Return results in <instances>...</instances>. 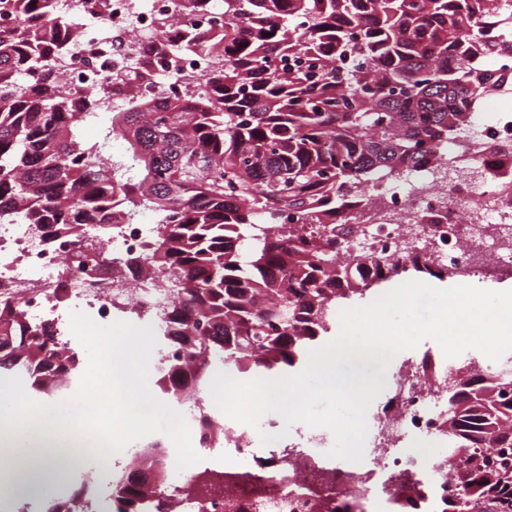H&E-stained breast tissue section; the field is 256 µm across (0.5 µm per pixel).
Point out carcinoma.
I'll return each instance as SVG.
<instances>
[{"label":"carcinoma","mask_w":512,"mask_h":512,"mask_svg":"<svg viewBox=\"0 0 512 512\" xmlns=\"http://www.w3.org/2000/svg\"><path fill=\"white\" fill-rule=\"evenodd\" d=\"M223 6L224 34L194 35L171 52L213 57L204 94L169 102L137 98L104 112L94 94L70 98L52 55L64 50L56 0H11L20 25L0 29V223L23 207L47 242L145 213L155 229L132 268L176 274L158 329L162 344L181 336L183 361L159 363V397L196 405L217 366L229 375L296 371L335 332L337 306L411 272L444 279L448 269L418 254L376 263L368 276L349 267L344 239L359 231L354 211L378 175L450 164L443 148L472 126V105L493 80L470 59L492 45L479 37L489 0H186ZM459 56L448 69V54ZM155 47L117 78L151 76ZM382 60L385 67L373 62ZM39 73L29 86L24 71ZM101 125L87 142L79 130ZM126 155H112V137ZM287 214L294 224L276 222ZM252 241L242 262L237 244ZM455 366L443 422L450 436L480 435L494 455L473 448L461 461L442 512H512V401L501 387L512 372L477 375ZM79 370L75 354L57 356L47 324L0 302V375L51 399L66 395ZM138 468L112 471L120 512H147L146 491L197 498L196 474L173 487L159 440L136 449ZM419 482L393 484L394 512H410Z\"/></svg>","instance_id":"obj_1"}]
</instances>
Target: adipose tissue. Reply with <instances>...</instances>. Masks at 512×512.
<instances>
[{"instance_id":"ef3b65f1","label":"adipose tissue","mask_w":512,"mask_h":512,"mask_svg":"<svg viewBox=\"0 0 512 512\" xmlns=\"http://www.w3.org/2000/svg\"><path fill=\"white\" fill-rule=\"evenodd\" d=\"M89 406L74 408L72 414L47 419L27 408L22 398H14L10 409L0 414V483L18 481L29 462H37L42 474L54 473L57 456L73 440L90 444L91 437L80 433L73 416L85 415Z\"/></svg>"}]
</instances>
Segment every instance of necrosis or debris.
Masks as SVG:
<instances>
[{
    "label": "necrosis or debris",
    "instance_id": "obj_1",
    "mask_svg": "<svg viewBox=\"0 0 512 512\" xmlns=\"http://www.w3.org/2000/svg\"><path fill=\"white\" fill-rule=\"evenodd\" d=\"M63 23L71 36L69 55L57 61L64 89L73 95L94 90L103 108L123 107L136 97L167 100L203 90L210 57L197 53L179 56L175 65L158 62L154 82L118 88L110 75L125 67L135 50L156 43L161 18H168L170 33L179 39L187 31L212 33L222 22L221 10L188 11L177 0H63ZM497 51L480 61L482 69L510 73L473 114L476 134L465 163L467 175L447 181L429 167L408 171L383 181L371 202L356 217L364 233L351 251L366 264L416 251L434 264L460 271L475 280L493 272L512 271V179H495L492 167L503 150L512 148V7L497 0L483 28ZM468 203L466 214L447 212L440 224L422 223V215L445 210L449 196ZM150 232L146 224H121L102 250V260L74 267L70 253L75 244L95 240L94 226L83 227L79 240L60 238L42 242L35 225L16 215L14 223L0 224V300L16 302L31 321L50 324L55 345L70 351L76 343L69 329V314L81 310L96 322H114L119 314L134 313L144 325L168 297L159 278L138 279L124 262L140 251ZM422 368L398 386L389 413H376L367 436L369 456L363 467L348 469L329 457L328 434L299 429L276 447H262L250 425L211 408L210 418L224 428L221 443L197 442L202 466L223 481L221 462L235 461L250 473L253 483L238 486L234 497L241 512H311L308 493L297 459L309 456L324 463L336 477L332 500L348 501L358 495V512H392L389 490L402 473L415 474L423 483L418 512H440L439 487L449 479L463 451L450 449L445 460L421 456L419 441L437 436L436 419L441 393Z\"/></svg>",
    "mask_w": 512,
    "mask_h": 512
}]
</instances>
